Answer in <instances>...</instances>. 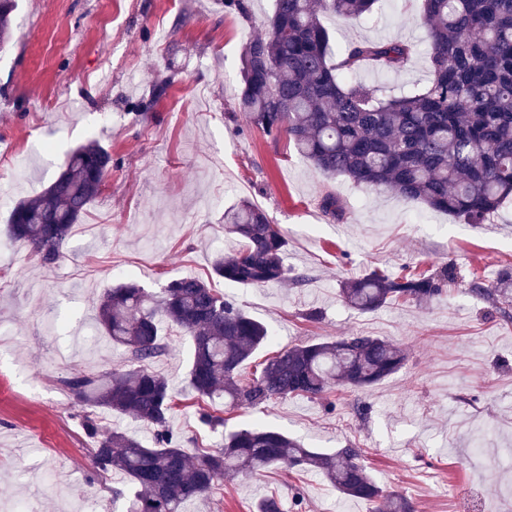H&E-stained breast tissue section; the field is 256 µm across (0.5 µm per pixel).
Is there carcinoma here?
Instances as JSON below:
<instances>
[{
  "instance_id": "1",
  "label": "carcinoma",
  "mask_w": 512,
  "mask_h": 512,
  "mask_svg": "<svg viewBox=\"0 0 512 512\" xmlns=\"http://www.w3.org/2000/svg\"><path fill=\"white\" fill-rule=\"evenodd\" d=\"M377 0H274L265 31L241 48L240 107L250 124L284 134L299 155L329 177L390 192L408 203L482 224L512 197V0H421L418 20L429 36L420 53L407 40H359L333 51L329 15L367 20ZM16 0H0V48L12 36ZM422 60V89L384 95L357 79L371 68L388 76ZM112 168V154L96 142L75 149L64 170L37 197L19 202L11 238L28 244L44 263L55 262ZM241 247L215 259L226 281L263 286L288 281V239L266 211L242 200L224 211ZM451 268L397 276L373 270L341 288L343 301L372 311L392 301L421 305L443 294ZM512 272L500 284L474 289L509 302ZM191 337L187 384L202 403L222 399L251 408L287 397L316 398L339 386L366 390L399 371L404 351L372 336L301 343L263 363L245 382L240 367L266 346V325L204 281L182 277L154 296L133 281L110 289L99 323L126 351V365L110 373L75 371L61 380L76 399L150 425L145 445L123 431L101 432L85 417L94 440V476L118 471L130 478L126 512H183L231 473L272 467L320 471L338 493L372 504V512H414L410 499L386 494L358 461V450L306 448L288 433L245 425L224 434L220 448H182L172 429L175 394L151 363L169 352L162 323Z\"/></svg>"
}]
</instances>
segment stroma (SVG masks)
<instances>
[{
	"instance_id": "1",
	"label": "stroma",
	"mask_w": 512,
	"mask_h": 512,
	"mask_svg": "<svg viewBox=\"0 0 512 512\" xmlns=\"http://www.w3.org/2000/svg\"><path fill=\"white\" fill-rule=\"evenodd\" d=\"M248 15L222 0H18L13 34L0 49V505L69 512H124L112 499L128 479L113 472L90 483L86 415L150 441L143 422L76 402L60 381L76 370L122 367V348L98 328L105 293L133 280L151 291L196 277L267 325L270 344L256 361L294 344L374 336L403 348V368L367 390L339 388L328 399L289 397L225 412L223 429L201 426L186 376L190 339L170 329V352L153 368L179 406L172 426L187 450L217 448L224 431L249 421L277 427L305 447L361 449L384 490L415 512H512V321L476 294L512 268V200L482 224H466L389 193L329 178L286 137L251 126L239 105L241 47L262 33L274 0H246ZM334 46L360 38L427 39L400 0H378L367 21L328 18ZM167 83L161 97L157 84ZM96 142L112 169L63 255L43 263L6 232L11 209L39 195L67 153ZM335 192L342 218L320 197ZM248 199L288 239L283 285L246 287L217 277L219 254L238 249L224 231L226 208ZM454 282L427 306L393 302L368 313L347 306L344 281L374 268L439 271ZM305 493L303 508L292 489ZM276 494L283 512H371L343 499L317 471L273 468L226 479L184 512H250Z\"/></svg>"
}]
</instances>
